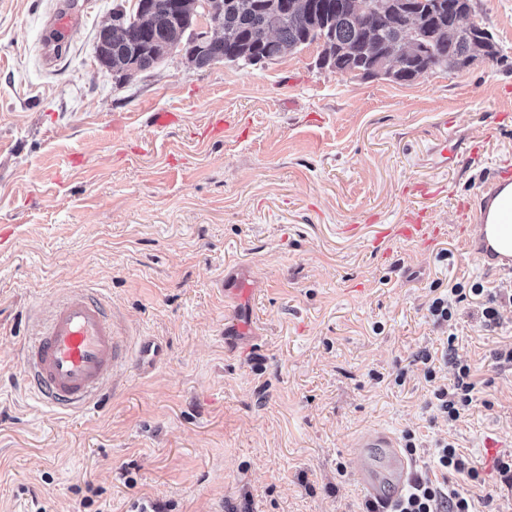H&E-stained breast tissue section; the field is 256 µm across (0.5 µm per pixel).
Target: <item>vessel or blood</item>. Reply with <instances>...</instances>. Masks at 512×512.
I'll use <instances>...</instances> for the list:
<instances>
[{
  "label": "vessel or blood",
  "mask_w": 512,
  "mask_h": 512,
  "mask_svg": "<svg viewBox=\"0 0 512 512\" xmlns=\"http://www.w3.org/2000/svg\"><path fill=\"white\" fill-rule=\"evenodd\" d=\"M79 2L78 11L64 8L51 14V31L66 35L79 12L91 10L93 0ZM436 139L441 158L453 165H470L480 155L476 143L465 149L449 146L447 122L438 125ZM456 215L458 221L477 227L476 235L464 239L472 256L498 271L512 273V166L490 169L475 197L458 201ZM439 233V226L432 224L431 214L424 208L409 211L394 227L398 239L423 245ZM121 354L122 346L114 335L103 296L76 288L66 292L45 325L20 352L30 390L39 402L60 411L95 407L107 375ZM138 355L141 367L154 368L164 358V346L145 339ZM357 446L384 450L388 459L385 474H377L365 462L358 474L370 497L385 503L393 501L409 478V465L397 440L378 430L366 434Z\"/></svg>",
  "instance_id": "obj_1"
}]
</instances>
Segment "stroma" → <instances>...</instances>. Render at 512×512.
Returning <instances> with one entry per match:
<instances>
[{"instance_id": "obj_1", "label": "stroma", "mask_w": 512, "mask_h": 512, "mask_svg": "<svg viewBox=\"0 0 512 512\" xmlns=\"http://www.w3.org/2000/svg\"><path fill=\"white\" fill-rule=\"evenodd\" d=\"M65 2L0 0V512H362L354 443L372 428L414 433V470L433 480L436 442H455L483 482L450 484L477 512H512L496 468L512 454V367L495 358L512 303L497 301L492 326L476 301L449 323L427 311L437 286H512L465 250L472 228L455 216L512 162V123L468 169L438 166L433 137L445 117L467 144L512 110V0H471L503 62L405 84L320 68L315 44L200 70L173 50L125 80L95 46L135 0H95L52 68L46 21ZM159 109L181 122L156 127ZM214 112L224 139L202 141ZM411 182L440 192L407 195ZM420 204L444 238L381 256L377 226ZM228 265L255 288L252 324L231 336ZM64 285L104 289L125 349L97 409L68 416L31 397L17 359ZM148 336L165 358L144 371ZM451 344L475 384L454 422L418 358L452 377Z\"/></svg>"}]
</instances>
